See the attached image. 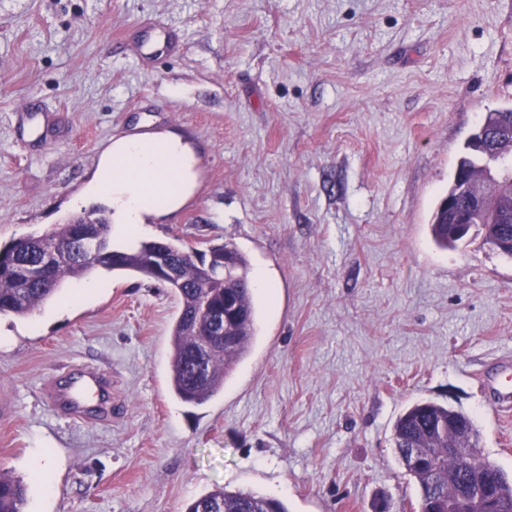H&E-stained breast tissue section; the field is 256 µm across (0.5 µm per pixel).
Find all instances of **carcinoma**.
Instances as JSON below:
<instances>
[{
	"instance_id": "1",
	"label": "carcinoma",
	"mask_w": 512,
	"mask_h": 512,
	"mask_svg": "<svg viewBox=\"0 0 512 512\" xmlns=\"http://www.w3.org/2000/svg\"><path fill=\"white\" fill-rule=\"evenodd\" d=\"M499 132H512V106L493 109L482 115L464 145L442 195L446 199L456 194L461 174L480 172L483 147L487 138ZM434 243L441 249L454 250L469 233L456 234L446 224L442 203L434 207L428 223ZM481 229L484 243L500 254L512 258L511 238L500 239L495 226L474 223ZM110 235H105L103 249L110 257L93 262L85 256V245L77 235L74 224L67 222L41 234L13 240L0 249V314L26 316L56 296L62 284L70 278H79L101 267L108 271L132 273L144 280H156L150 259L157 249H164L172 257L176 275L162 282L181 301L180 311L170 332L169 377L174 394L184 403L201 405L224 390L234 366L247 355L255 337L257 308L251 291L249 262L235 247L226 243L212 246L208 253L215 257L228 256L230 264L224 271L220 265L205 272V257H196L172 241H142L129 250L110 247ZM50 241L70 246L69 259L49 266L46 275L37 279H23L12 271L15 265H36L43 259L45 245ZM232 292L239 304V318L224 327L229 337L225 347L206 354L205 377L196 373L204 337L198 328L199 318L209 303ZM393 448L407 475L418 487V512H445L448 506V482L471 481L473 495L481 493L486 484L496 496L500 512H512V475L495 461L476 452L467 467H462L456 456L448 453V441L478 447V430L474 418L467 412L438 403L419 402L398 417L393 426ZM422 458L424 465L410 463L412 452ZM27 485L20 479L0 473V512H24ZM187 512H288L285 504L276 498L251 492L228 491L218 487L195 499Z\"/></svg>"
}]
</instances>
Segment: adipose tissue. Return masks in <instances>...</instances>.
I'll use <instances>...</instances> for the list:
<instances>
[{
    "mask_svg": "<svg viewBox=\"0 0 512 512\" xmlns=\"http://www.w3.org/2000/svg\"><path fill=\"white\" fill-rule=\"evenodd\" d=\"M198 162L193 143L175 133L126 135L100 154L85 193L107 194L112 234L123 241L184 206L197 186Z\"/></svg>",
    "mask_w": 512,
    "mask_h": 512,
    "instance_id": "1",
    "label": "adipose tissue"
}]
</instances>
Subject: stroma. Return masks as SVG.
Masks as SVG:
<instances>
[{
  "mask_svg": "<svg viewBox=\"0 0 512 512\" xmlns=\"http://www.w3.org/2000/svg\"><path fill=\"white\" fill-rule=\"evenodd\" d=\"M141 21L181 52L139 61ZM32 99L51 140L17 137ZM511 104L512 0H0V246L91 213L72 201L114 138L170 130L200 147L197 187L150 239L233 244L269 283L247 356L200 406L171 391L178 301L158 283L96 270L88 299L64 283L63 316L0 315V471L26 512H186L218 487L416 512L392 427L419 400L471 414L512 472V418L478 382L512 361V259L428 231L479 117ZM85 362L112 376L110 422L42 395Z\"/></svg>",
  "mask_w": 512,
  "mask_h": 512,
  "instance_id": "1",
  "label": "stroma"
}]
</instances>
